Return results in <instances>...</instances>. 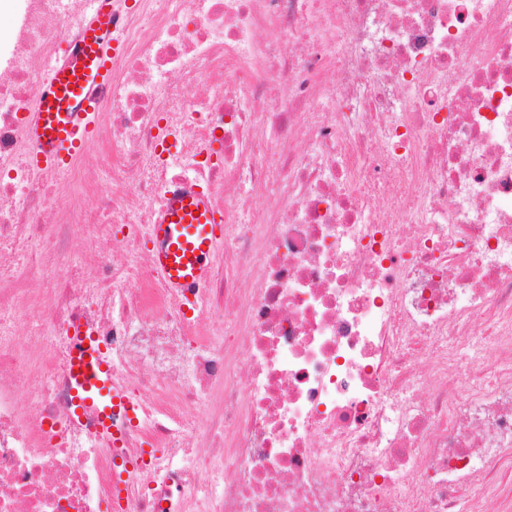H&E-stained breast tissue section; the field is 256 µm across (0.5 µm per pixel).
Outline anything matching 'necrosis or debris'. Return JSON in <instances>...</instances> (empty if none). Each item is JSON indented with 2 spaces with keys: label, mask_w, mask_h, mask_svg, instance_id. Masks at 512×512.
Segmentation results:
<instances>
[{
  "label": "necrosis or debris",
  "mask_w": 512,
  "mask_h": 512,
  "mask_svg": "<svg viewBox=\"0 0 512 512\" xmlns=\"http://www.w3.org/2000/svg\"><path fill=\"white\" fill-rule=\"evenodd\" d=\"M100 5L0 0V512H512V0H112L103 182L25 132ZM184 182L224 214L190 315L146 258ZM82 328L119 448L73 415ZM92 335V332L82 331L71 339L68 371L74 401L80 416L90 409L98 413L100 428L112 435L113 445L119 448L124 427L116 425L112 412L115 415V409L121 411L126 425L128 419L137 415V406L112 385L111 363ZM84 344H88V347H84ZM75 369H78V373H75Z\"/></svg>",
  "instance_id": "1"
}]
</instances>
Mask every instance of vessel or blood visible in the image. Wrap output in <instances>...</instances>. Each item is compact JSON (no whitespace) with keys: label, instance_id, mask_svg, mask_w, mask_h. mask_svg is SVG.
Masks as SVG:
<instances>
[{"label":"vessel or blood","instance_id":"1","mask_svg":"<svg viewBox=\"0 0 512 512\" xmlns=\"http://www.w3.org/2000/svg\"><path fill=\"white\" fill-rule=\"evenodd\" d=\"M117 43L112 12L101 5L87 20L79 45L50 65L39 88L36 112L26 133L36 164L62 167L80 154L97 126L94 94L111 78ZM155 269L165 287L193 301L197 287L211 278L213 257L223 241V219L199 191L170 192L150 227ZM70 383L78 411L95 410L100 428L121 443L123 427L113 412L134 418L136 406L112 384V367L91 332L71 339Z\"/></svg>","mask_w":512,"mask_h":512}]
</instances>
